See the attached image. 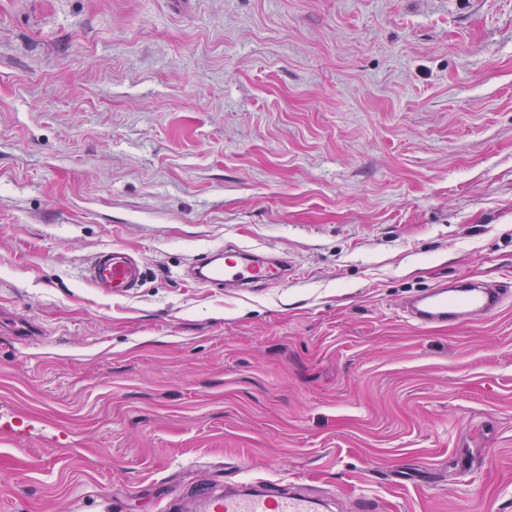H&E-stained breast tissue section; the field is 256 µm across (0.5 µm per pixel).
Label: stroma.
Listing matches in <instances>:
<instances>
[{"label": "stroma", "mask_w": 512, "mask_h": 512, "mask_svg": "<svg viewBox=\"0 0 512 512\" xmlns=\"http://www.w3.org/2000/svg\"><path fill=\"white\" fill-rule=\"evenodd\" d=\"M227 243L300 276L186 279ZM462 275L512 289V0H0V512H512V301L401 311ZM145 276L144 262L129 251L108 247L97 252L85 268V277L105 296H125L141 288ZM511 291L476 277L442 282L403 304L408 321L422 326L460 324L487 318L507 301ZM223 494L206 489L191 500V512H317L318 503L299 491L280 488L277 484L239 483Z\"/></svg>", "instance_id": "obj_1"}]
</instances>
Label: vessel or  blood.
<instances>
[{
    "label": "vessel or blood",
    "instance_id": "b4317fda",
    "mask_svg": "<svg viewBox=\"0 0 512 512\" xmlns=\"http://www.w3.org/2000/svg\"><path fill=\"white\" fill-rule=\"evenodd\" d=\"M188 277L207 288L245 291L284 285L299 273L291 261L273 249H253L236 244L219 247L196 259ZM145 276L143 261L129 251L108 247L97 252L85 277L105 296H125L140 288ZM512 297L500 284L464 277L442 282L403 304L408 321L422 326L460 324L487 318ZM310 496L273 483H242L240 488L217 494L205 490L192 501L191 512H316Z\"/></svg>",
    "mask_w": 512,
    "mask_h": 512
}]
</instances>
